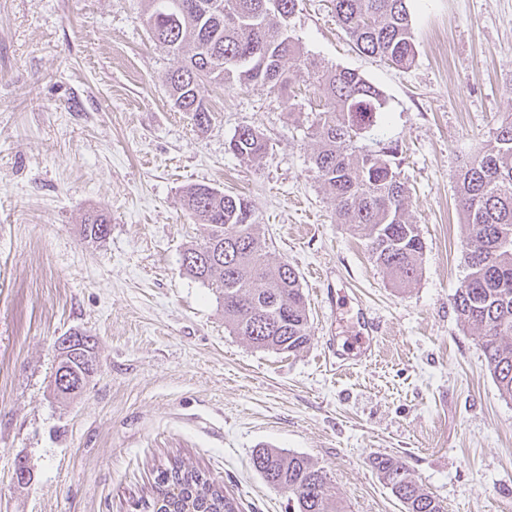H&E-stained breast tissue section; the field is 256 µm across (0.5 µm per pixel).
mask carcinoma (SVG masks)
<instances>
[{
  "label": "carcinoma",
  "instance_id": "1",
  "mask_svg": "<svg viewBox=\"0 0 512 512\" xmlns=\"http://www.w3.org/2000/svg\"><path fill=\"white\" fill-rule=\"evenodd\" d=\"M151 40L176 59L166 83L174 105L203 130L210 111L199 97L204 80L219 85L260 84L286 90L305 71L324 104L308 135L318 148L311 163L341 224L364 237L375 263L393 284L417 280L424 242L409 221L408 188L391 157L396 149L363 150L356 141L376 125L385 108L382 92L358 72L325 69L304 56L290 34L299 0H144ZM336 22L354 47L398 67L415 61L416 45L407 0H332ZM268 149L253 128L238 129L229 141L236 156L253 161ZM457 205L466 227L467 278L453 295L460 322L477 330L488 369L501 397L512 400V114L503 118L487 147L457 173ZM182 208L204 227L200 242L182 253L192 278L224 290V323L259 349L296 351L311 340L308 312L296 270L270 265L255 212L244 196L207 184L188 187ZM82 239L101 242L110 233L107 217L85 215ZM253 466L265 482L288 493L291 512H341L330 479L308 457L261 448ZM404 512H443L409 467L390 456L372 459ZM152 512H237L234 499L199 469L176 463L160 469Z\"/></svg>",
  "mask_w": 512,
  "mask_h": 512
}]
</instances>
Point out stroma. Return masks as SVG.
<instances>
[{
	"label": "stroma",
	"mask_w": 512,
	"mask_h": 512,
	"mask_svg": "<svg viewBox=\"0 0 512 512\" xmlns=\"http://www.w3.org/2000/svg\"><path fill=\"white\" fill-rule=\"evenodd\" d=\"M142 0H0V512H142L157 468L205 471L240 512H288L252 465L257 449L309 457L344 512H403L374 457L399 458L444 512H512V401L452 297L469 269L456 176L512 113V0H409L408 68L357 51L330 0H300L292 34L322 66L383 91L357 144L397 149L425 249L397 289L366 241L336 221L311 156L308 115L262 86L203 83L211 124L177 111L175 61ZM251 126L259 160L228 141ZM246 197L271 263L299 275L310 343L253 348L224 324L215 287L188 276L202 228L183 190ZM107 216L99 243L85 213ZM378 325L359 361L358 302ZM96 339L86 391H51L56 342ZM32 470L17 483L18 459ZM82 239L87 242H101L110 233V225L107 217L99 213H88L85 215L80 228Z\"/></svg>",
	"instance_id": "35a3bbf8"
}]
</instances>
